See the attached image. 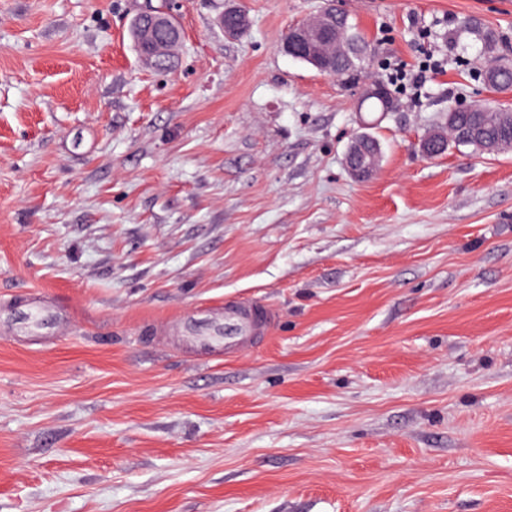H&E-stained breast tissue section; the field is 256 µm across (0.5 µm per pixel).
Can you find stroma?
Listing matches in <instances>:
<instances>
[{
    "instance_id": "35a3bbf8",
    "label": "stroma",
    "mask_w": 512,
    "mask_h": 512,
    "mask_svg": "<svg viewBox=\"0 0 512 512\" xmlns=\"http://www.w3.org/2000/svg\"><path fill=\"white\" fill-rule=\"evenodd\" d=\"M331 6L373 49L354 84L283 50ZM469 21L512 56V0H0V512H512V151L420 150L512 109ZM374 81L396 110L360 111ZM237 300L274 312L257 345L180 334ZM142 24L135 25L134 20L131 25L133 38L140 44L142 51L148 55H154L164 51V47L179 40V32L172 27L169 17L162 11L147 10L138 16ZM174 24L172 18L170 17ZM175 25V24H174ZM138 31L134 34L135 27ZM136 42V44H137ZM433 54L428 55V59H426L422 65L419 66L418 71L413 73H400L396 75L395 81L399 83L402 88L407 90V87L416 89L421 84L425 83L428 74L432 73L436 70L438 63L436 61H432ZM359 142V137H355L353 143L347 151L345 162L348 169L355 175L366 177L373 173L375 170V165L360 155Z\"/></svg>"
}]
</instances>
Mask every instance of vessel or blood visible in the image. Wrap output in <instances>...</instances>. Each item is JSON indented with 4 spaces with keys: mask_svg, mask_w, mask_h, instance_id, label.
<instances>
[{
    "mask_svg": "<svg viewBox=\"0 0 512 512\" xmlns=\"http://www.w3.org/2000/svg\"><path fill=\"white\" fill-rule=\"evenodd\" d=\"M272 322V313L260 303H228L221 317L183 318L181 332L205 349L230 355L257 343Z\"/></svg>",
    "mask_w": 512,
    "mask_h": 512,
    "instance_id": "obj_1",
    "label": "vessel or blood"
}]
</instances>
